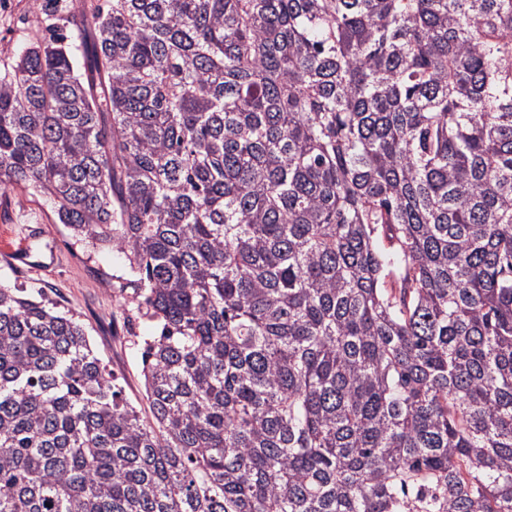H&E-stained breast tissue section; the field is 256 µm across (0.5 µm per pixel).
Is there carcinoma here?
I'll return each instance as SVG.
<instances>
[{
	"label": "carcinoma",
	"mask_w": 512,
	"mask_h": 512,
	"mask_svg": "<svg viewBox=\"0 0 512 512\" xmlns=\"http://www.w3.org/2000/svg\"><path fill=\"white\" fill-rule=\"evenodd\" d=\"M125 256L142 417L0 288V512H512V0H91L0 71V192Z\"/></svg>",
	"instance_id": "cac0c4a2"
}]
</instances>
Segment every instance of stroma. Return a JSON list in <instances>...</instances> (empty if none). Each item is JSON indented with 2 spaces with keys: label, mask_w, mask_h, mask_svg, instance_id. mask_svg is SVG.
<instances>
[{
  "label": "stroma",
  "mask_w": 512,
  "mask_h": 512,
  "mask_svg": "<svg viewBox=\"0 0 512 512\" xmlns=\"http://www.w3.org/2000/svg\"><path fill=\"white\" fill-rule=\"evenodd\" d=\"M82 2L0 0V68L10 67ZM132 279L123 257L108 247H88L59 224L49 198L20 187L0 197V288L26 289L74 315L126 401L145 414L141 357L133 340L157 330L136 312Z\"/></svg>",
  "instance_id": "35a3bbf8"
}]
</instances>
